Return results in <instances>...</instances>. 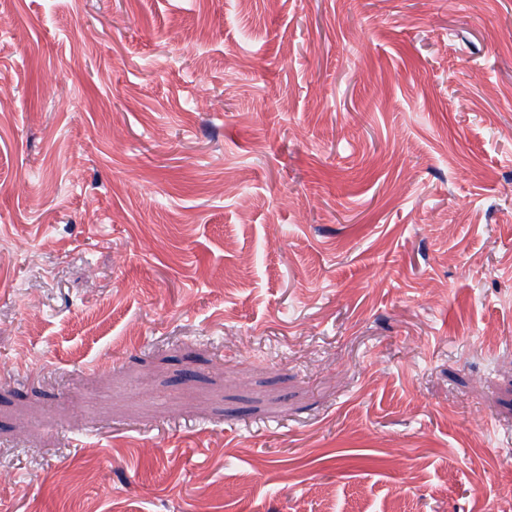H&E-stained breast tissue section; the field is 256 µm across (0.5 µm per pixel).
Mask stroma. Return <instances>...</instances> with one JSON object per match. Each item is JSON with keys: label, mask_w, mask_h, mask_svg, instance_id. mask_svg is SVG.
Here are the masks:
<instances>
[{"label": "stroma", "mask_w": 512, "mask_h": 512, "mask_svg": "<svg viewBox=\"0 0 512 512\" xmlns=\"http://www.w3.org/2000/svg\"><path fill=\"white\" fill-rule=\"evenodd\" d=\"M512 512V0H7L0 512Z\"/></svg>", "instance_id": "obj_1"}]
</instances>
